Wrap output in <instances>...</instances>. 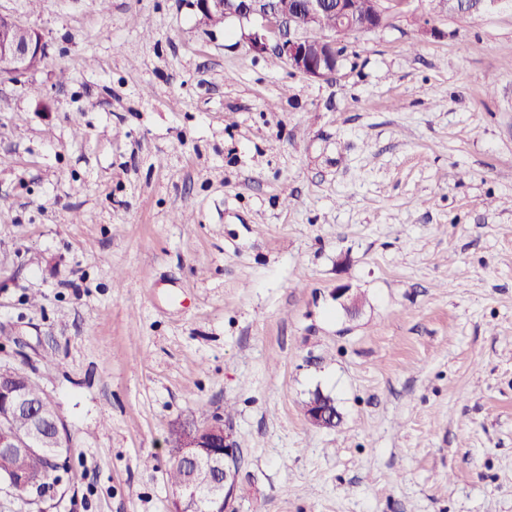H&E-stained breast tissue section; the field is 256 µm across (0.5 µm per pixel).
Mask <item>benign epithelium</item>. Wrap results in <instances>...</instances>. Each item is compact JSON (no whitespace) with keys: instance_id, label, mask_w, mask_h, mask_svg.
Segmentation results:
<instances>
[{"instance_id":"benign-epithelium-1","label":"benign epithelium","mask_w":512,"mask_h":512,"mask_svg":"<svg viewBox=\"0 0 512 512\" xmlns=\"http://www.w3.org/2000/svg\"><path fill=\"white\" fill-rule=\"evenodd\" d=\"M415 0H372L373 8L363 13L357 0H299L293 10H284L280 0H196L198 12L206 17L224 15L250 25L242 38L258 54L283 58L295 72L311 79L336 74L337 48L341 41L334 31L320 30L324 15L334 14L351 34L383 28L393 18L411 11ZM431 11L423 19L421 32L433 36L430 18L448 14L486 13L501 0H429ZM47 54V43L34 28L17 18L0 14V79L17 81L35 71ZM30 375L19 372L0 377V488L24 493L33 505H41L42 489L63 471L31 470L32 459H59L51 449L68 445V429L49 395L38 400L28 396ZM307 419L318 427H334L339 421L336 403L321 392L307 406ZM168 440L170 460L189 475L184 486L170 494L169 512H200L201 490L194 481L199 470H207V512H236L238 454L235 441L224 420L214 419L200 426L176 424Z\"/></svg>"}]
</instances>
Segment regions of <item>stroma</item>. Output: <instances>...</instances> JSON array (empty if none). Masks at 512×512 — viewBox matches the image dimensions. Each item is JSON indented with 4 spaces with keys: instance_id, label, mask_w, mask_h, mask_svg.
I'll return each mask as SVG.
<instances>
[{
    "instance_id": "obj_1",
    "label": "stroma",
    "mask_w": 512,
    "mask_h": 512,
    "mask_svg": "<svg viewBox=\"0 0 512 512\" xmlns=\"http://www.w3.org/2000/svg\"><path fill=\"white\" fill-rule=\"evenodd\" d=\"M426 12L317 81L191 0H0L48 43L0 82V363L79 476L47 512H168L216 415L239 512H512V0ZM500 0H429L431 11L428 18L421 23V32L425 36H433L436 28L431 25L430 18L452 15H470L486 13L501 4ZM305 414L307 419L318 427H336L339 421L335 401L321 392L313 395Z\"/></svg>"
}]
</instances>
